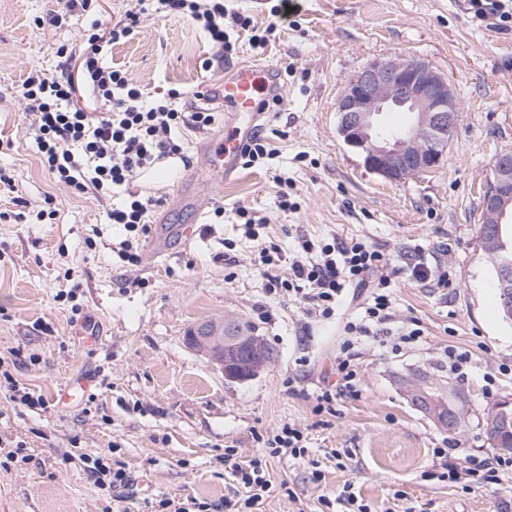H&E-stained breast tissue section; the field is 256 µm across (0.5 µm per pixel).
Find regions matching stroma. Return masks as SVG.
<instances>
[{"instance_id":"obj_1","label":"stroma","mask_w":512,"mask_h":512,"mask_svg":"<svg viewBox=\"0 0 512 512\" xmlns=\"http://www.w3.org/2000/svg\"><path fill=\"white\" fill-rule=\"evenodd\" d=\"M293 23L264 50L240 33L232 63L287 69L283 105L263 131L277 155L238 167L228 180L203 164L204 134L182 129L184 158L161 164V185L139 177L133 190L163 197L149 216L150 239L165 248L152 260L122 262V237L105 223L113 197H76L37 159L32 117L17 89L30 66L60 71L59 45L73 42L81 22L55 28L41 19L57 0H0V168L16 175V192L0 193V374L43 396L29 407L0 391V512H155L164 497L211 504L237 483L224 451L240 459L259 450L257 435L299 425L309 446L302 459L273 458L272 488L261 512H322L323 497L353 484L371 512H512V480L493 489L439 480L435 449L453 441L465 453L493 448L481 421L512 395V322L500 313L495 273L480 246L483 195L493 159L512 149V35L476 23L464 0H292ZM211 48L187 18L145 16L138 34L113 46L109 60L144 92L192 93L216 88L223 69L205 70ZM410 56L447 78L460 108L458 127L438 167L391 182L365 168L337 132L336 101L371 60ZM292 184L293 206H279L280 178ZM52 197L51 221L38 219ZM224 221L210 223L214 207ZM266 217L258 239L246 237L235 210ZM195 227L183 242L182 225ZM362 241L390 259L392 325L419 322V344L392 356L378 343L358 348L359 394L335 413H315L314 397L335 380L341 325L306 319L302 304L268 290L258 257L262 243L292 249L298 237ZM448 270L449 285L411 276L414 252ZM249 320L274 357L245 382L226 380L185 336L197 322ZM94 322L96 342L73 324ZM469 350L466 377L442 359L446 347ZM94 372L90 395L59 404L81 370ZM421 373L467 397L466 424L439 428L404 395L400 377ZM21 458L6 461V452ZM86 453L125 463L133 499L70 462Z\"/></svg>"}]
</instances>
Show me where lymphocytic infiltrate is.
<instances>
[{
  "label": "lymphocytic infiltrate",
  "mask_w": 512,
  "mask_h": 512,
  "mask_svg": "<svg viewBox=\"0 0 512 512\" xmlns=\"http://www.w3.org/2000/svg\"><path fill=\"white\" fill-rule=\"evenodd\" d=\"M146 14L190 18L212 48L205 61L210 68L223 65L235 54L236 43L231 39L234 30L249 32L252 48L264 49L279 27L283 10L272 7L270 21L260 26L251 16L228 10L224 0H134L119 20L93 23L81 31L74 43L60 46L57 55L64 60L60 74L29 68L19 95L33 116L31 127L41 166L56 184L78 197L108 196L126 189L123 203L107 211L106 221L122 226L124 237L118 256L132 265L140 261L137 242L151 231L148 213L161 201L129 191V184L162 159L181 154L183 147L175 130L188 127L204 132L216 122L211 109L180 108L182 94L177 89H170L162 97L148 98L127 71L107 63L112 46L133 38ZM86 95L91 98L90 105H80V98ZM259 258L270 272L271 290L300 298L307 315L312 317L338 318L348 289L364 291L355 319L344 326L345 336L336 355L337 381L317 393L314 410L329 411L338 400L357 396L356 347L359 341L373 337L375 327L392 315L387 255L360 241L321 245L304 239L289 255H281L272 245L262 248ZM283 263L288 266L284 278L275 273ZM259 441L263 455L247 461L237 460L233 449L224 451V465L231 469L239 485L237 493L225 498L224 512H257L270 489L268 459H298L308 452L303 430L291 423L260 436ZM454 454L451 447L437 451L449 482L492 488L512 476L510 457L474 455L461 467Z\"/></svg>",
  "instance_id": "obj_1"
}]
</instances>
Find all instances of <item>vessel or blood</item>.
Segmentation results:
<instances>
[{
	"instance_id": "vessel-or-blood-1",
	"label": "vessel or blood",
	"mask_w": 512,
	"mask_h": 512,
	"mask_svg": "<svg viewBox=\"0 0 512 512\" xmlns=\"http://www.w3.org/2000/svg\"><path fill=\"white\" fill-rule=\"evenodd\" d=\"M280 73L272 65L255 66L242 63L224 74L221 97L224 102V132L212 138L206 152L207 166L217 174L233 173L240 153L247 142L248 132L237 125L242 115H255L261 99L279 91Z\"/></svg>"
}]
</instances>
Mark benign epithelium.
<instances>
[{"label":"benign epithelium","mask_w":512,"mask_h":512,"mask_svg":"<svg viewBox=\"0 0 512 512\" xmlns=\"http://www.w3.org/2000/svg\"><path fill=\"white\" fill-rule=\"evenodd\" d=\"M395 111L409 113L410 120L400 133L385 136L380 132L383 116ZM336 112L343 142L363 156L369 171L395 182L437 167L447 147V136L453 134L459 122V109L448 80L428 63L406 57L373 59L348 82L336 102ZM493 168L495 183L484 196L483 210L489 219H502L512 205V150L500 151ZM480 242L485 252L497 257L502 307L512 319V261L500 254L493 230H484ZM186 341L232 381L248 380L269 363L260 338L240 335L236 317L199 323L190 329ZM405 395L437 426L456 430L454 412L466 402L464 394L451 386L435 387L417 375ZM504 422L512 423L509 395L488 411L483 432H497Z\"/></svg>","instance_id":"7a95c632"}]
</instances>
